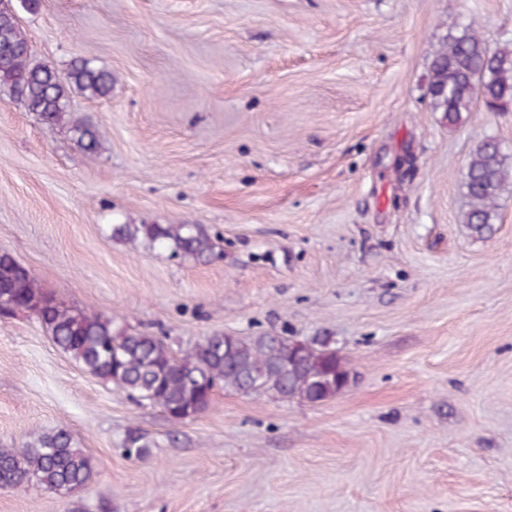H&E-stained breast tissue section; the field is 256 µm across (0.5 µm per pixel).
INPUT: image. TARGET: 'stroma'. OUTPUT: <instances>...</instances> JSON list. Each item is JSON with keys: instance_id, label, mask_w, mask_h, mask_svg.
Wrapping results in <instances>:
<instances>
[{"instance_id": "1", "label": "stroma", "mask_w": 512, "mask_h": 512, "mask_svg": "<svg viewBox=\"0 0 512 512\" xmlns=\"http://www.w3.org/2000/svg\"><path fill=\"white\" fill-rule=\"evenodd\" d=\"M35 60L111 70L87 158L0 86V252L88 313L186 349L220 332L328 336L329 400L217 391L176 422L0 318V447L69 430L95 474L0 512H512V182L464 222L512 108L433 111L429 66L477 22L512 48V0H40ZM200 224L206 263L112 240V221ZM152 442L126 458L129 430ZM510 174L512 155L498 139H483L467 165L465 187L470 208L464 215L465 224L479 233L490 229L498 217L497 200Z\"/></svg>"}]
</instances>
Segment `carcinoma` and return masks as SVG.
Listing matches in <instances>:
<instances>
[{
  "instance_id": "1",
  "label": "carcinoma",
  "mask_w": 512,
  "mask_h": 512,
  "mask_svg": "<svg viewBox=\"0 0 512 512\" xmlns=\"http://www.w3.org/2000/svg\"><path fill=\"white\" fill-rule=\"evenodd\" d=\"M0 85L26 111L49 126L67 125L88 155L101 148L98 128L72 117L76 90L89 99L107 97L112 72L93 60H74L66 78L31 59V47L12 7L0 2ZM428 94L435 112L457 123L478 99L492 111L512 106V49L493 48L473 26L450 35L430 65ZM512 175V155L496 138H485L471 154L465 175L470 208L464 222L482 232L495 223L497 200ZM112 239L139 242L175 257L202 260L213 243L198 224H114ZM5 315L26 312L51 334L56 346L90 374L125 391L138 403L167 417H190L207 407L204 398L218 386L244 395L267 393L283 400L322 402L341 390L349 375L343 358L320 336L304 341L294 355L290 338L274 332L248 338L214 334L175 354L158 336L120 327L110 318L89 314L44 288L30 270L7 252L0 253V291ZM151 442L140 432L123 441L124 456L143 459ZM94 462L65 429L41 432L20 448H0V489L37 485L60 496L86 487Z\"/></svg>"
}]
</instances>
